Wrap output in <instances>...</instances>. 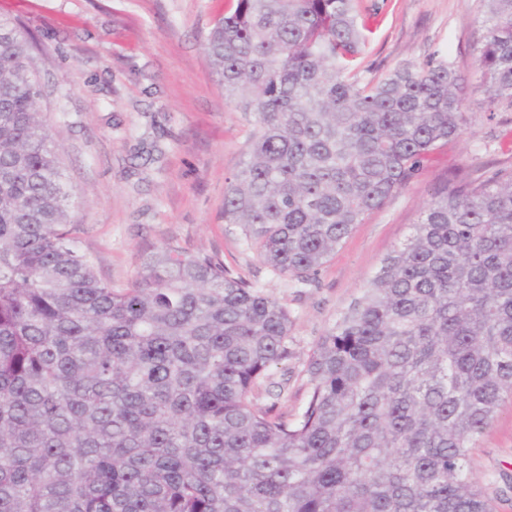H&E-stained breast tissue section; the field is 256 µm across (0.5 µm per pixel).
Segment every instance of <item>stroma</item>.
Segmentation results:
<instances>
[{"mask_svg":"<svg viewBox=\"0 0 512 512\" xmlns=\"http://www.w3.org/2000/svg\"><path fill=\"white\" fill-rule=\"evenodd\" d=\"M370 20L357 71L369 79L397 65L444 60L461 74L467 129L432 151L415 177L352 233L314 280L295 288L224 221V190L253 130L225 93L204 47L214 20L235 0H0V17L36 40L40 109L73 193L70 220L99 278L131 285L162 249L203 253L292 314V357L270 371L286 382L278 412L302 408L300 375L337 314L360 295L382 260L406 241L419 211L452 179L512 165V110H485L471 46L480 40L481 0H356ZM475 482L501 489L512 512V400L472 448Z\"/></svg>","mask_w":512,"mask_h":512,"instance_id":"obj_1","label":"stroma"}]
</instances>
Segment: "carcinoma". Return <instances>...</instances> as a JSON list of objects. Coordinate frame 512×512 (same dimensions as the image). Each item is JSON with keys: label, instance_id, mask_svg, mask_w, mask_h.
Segmentation results:
<instances>
[{"label": "carcinoma", "instance_id": "carcinoma-1", "mask_svg": "<svg viewBox=\"0 0 512 512\" xmlns=\"http://www.w3.org/2000/svg\"><path fill=\"white\" fill-rule=\"evenodd\" d=\"M489 112L512 109V0H482ZM354 0H236L204 46L255 131L224 223L306 282L466 123L445 61L356 72ZM34 38L0 18V512H495L471 448L512 397V166L450 181L304 366L256 394L292 316L207 254L129 288L77 246Z\"/></svg>", "mask_w": 512, "mask_h": 512}]
</instances>
